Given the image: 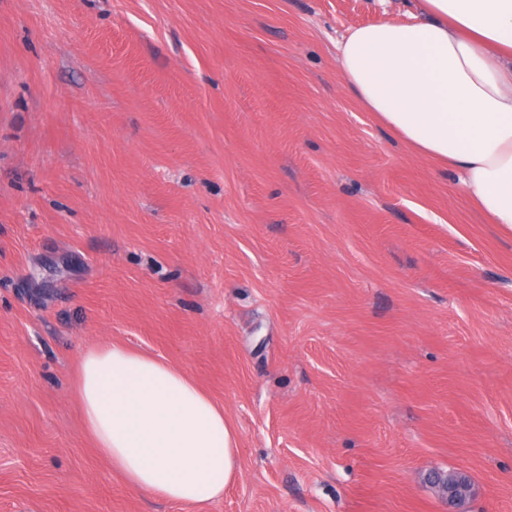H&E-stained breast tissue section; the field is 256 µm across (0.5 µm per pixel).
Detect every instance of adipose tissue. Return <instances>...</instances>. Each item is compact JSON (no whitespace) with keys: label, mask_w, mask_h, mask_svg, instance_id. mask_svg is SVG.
<instances>
[{"label":"adipose tissue","mask_w":512,"mask_h":512,"mask_svg":"<svg viewBox=\"0 0 512 512\" xmlns=\"http://www.w3.org/2000/svg\"><path fill=\"white\" fill-rule=\"evenodd\" d=\"M338 52L366 110L512 230V0H420L407 20L350 29ZM75 389L87 435L137 491L208 512L235 480V432L184 370L101 343Z\"/></svg>","instance_id":"ef3b65f1"}]
</instances>
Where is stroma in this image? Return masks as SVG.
I'll return each instance as SVG.
<instances>
[{"label": "stroma", "instance_id": "stroma-1", "mask_svg": "<svg viewBox=\"0 0 512 512\" xmlns=\"http://www.w3.org/2000/svg\"><path fill=\"white\" fill-rule=\"evenodd\" d=\"M416 8L0 0V512H197L85 435L105 341L223 405L210 512H512V231L338 62Z\"/></svg>", "mask_w": 512, "mask_h": 512}]
</instances>
